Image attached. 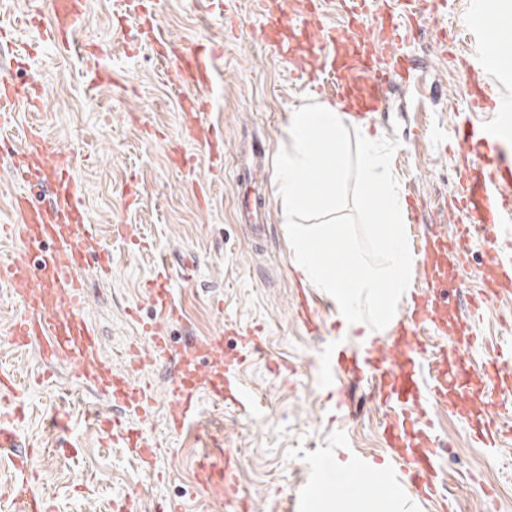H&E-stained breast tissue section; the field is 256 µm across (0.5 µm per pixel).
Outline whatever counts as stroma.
Segmentation results:
<instances>
[{
	"mask_svg": "<svg viewBox=\"0 0 512 512\" xmlns=\"http://www.w3.org/2000/svg\"><path fill=\"white\" fill-rule=\"evenodd\" d=\"M88 2L82 37L92 53L78 58L42 39L32 18L45 10L44 0H0V27L12 32L11 47L0 53V71L18 82L35 73L42 84L40 111L22 104L13 109L15 142H22L25 128L35 122L56 148L76 155L73 174L87 215L97 226L98 245L112 257L111 280L91 270L84 274L85 316L98 330L113 371L132 373L155 391L145 412L129 422L157 443L160 477L147 479L127 449L107 445L87 412L107 413L111 407L93 391L79 389L75 367L57 365L50 380L35 383L43 366L35 349L9 344L6 332L19 303L0 287V370L33 383L20 434L42 450L36 460L38 489L53 512H113V500L132 493L140 495L143 512L158 501L179 512H239L194 480L200 436L208 429L238 457L234 477L250 512H282L284 496L291 498L293 512H307V491L322 458L386 464L385 411L363 376L350 382L348 411H337L327 348L331 331L343 324L324 326L312 336L297 323L293 307L302 277L292 265L281 212L270 204L266 234L255 239L235 219L233 172L253 139L278 154L293 108L318 91L255 41V28L267 20L260 0H146L165 38L215 56L214 87L201 91L212 103L192 120L193 130H186L189 120L164 80L159 56L140 39V17L115 14L113 0ZM477 2L457 0L448 14H429L417 25L408 51L418 80L393 89L387 111L371 130L399 143L391 170L419 200L422 236L452 231L455 223L445 208L458 183L459 147L450 124L468 105L457 60L474 45L497 39L495 31L475 26ZM96 67L109 70L108 84L88 85L85 74ZM212 126L224 129L220 172L210 168L204 146ZM119 224L169 256L165 287L182 314L162 327L173 349H183L190 336L201 342L220 334L223 355L230 358L239 349L237 325L261 330L264 356L241 367L257 396L251 410L214 404L203 390L198 414L180 430L169 428L167 372L155 363L135 365L132 353L133 347H146L141 325L155 315L149 295L157 282L155 255L128 249L114 231ZM186 259L197 266L189 283L179 277ZM478 334L490 343L512 339V302L487 301ZM58 415L67 416L70 432L49 431L48 421ZM437 425L457 512H485L487 498L469 484L473 473L493 489L498 512H512V437L504 439V453L492 457L471 439L461 419L442 415Z\"/></svg>",
	"mask_w": 512,
	"mask_h": 512,
	"instance_id": "35a3bbf8",
	"label": "stroma"
}]
</instances>
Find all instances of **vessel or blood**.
<instances>
[{"instance_id":"b4317fda","label":"vessel or blood","mask_w":512,"mask_h":512,"mask_svg":"<svg viewBox=\"0 0 512 512\" xmlns=\"http://www.w3.org/2000/svg\"><path fill=\"white\" fill-rule=\"evenodd\" d=\"M273 9L269 23L261 25L258 36L276 46L290 72L308 82L322 76L335 80L337 101L349 110L353 121L371 123L375 112L388 103L389 90L401 82L412 81V64L403 52L405 28L424 6L433 11L450 8V0H403L401 6L386 7L384 0H341L349 15L340 28L319 24V9L312 0H291L281 7L280 0H267ZM46 40L63 52L83 55L86 44L79 34L89 18L87 0H50L47 15L41 16ZM302 29L304 43H288L291 29ZM464 74L472 82L468 109L454 115L453 135L462 149L458 195L455 209L464 215L458 224V247L448 244L447 234L438 232L421 239L417 249L424 281L410 293L405 316L392 330L387 344L375 342L362 350H336V370L354 371L372 382V393L386 410L384 441L389 461L405 475L413 489L428 499H446V481L436 450L438 439L435 417L457 416L467 423L478 445L497 450L506 429L498 409L502 398L512 396V341L483 344L476 334L473 315L485 298H512V227L505 225L512 215V132L480 121V114L493 110L496 98L492 87L480 78L469 58L461 60ZM163 75L175 88L185 85L210 86L213 73L207 59L193 48L177 46L165 56ZM24 104L37 107L39 83L29 79L19 83L0 76V125L7 122L10 108ZM205 143L212 167L224 166V131L211 128ZM52 147L38 125L29 126L22 147L0 132V157L13 174L32 185L51 188L52 199L33 203L17 198L14 209L17 224L0 226V236H14L21 246L8 257L0 258V282L9 283L21 304V312L8 330L11 344L37 348L45 365L61 359L67 349L80 358L78 381L81 386L121 399L132 415L141 413L153 397L150 387L131 377H115L100 359V343L93 325L84 317L85 298L79 273L93 268L100 278L112 276L108 252L97 246L95 225L89 224L81 191L68 170L69 160L58 156L48 162ZM266 149L258 145L238 166L235 186L238 199L236 218L262 234L267 216ZM484 240V257L478 271L480 289L470 303L472 316L458 323L447 337L443 350L428 355L421 337L425 331L443 330L446 319L448 267L458 264L460 247L474 235ZM157 323L144 324L148 354L152 360L175 363L161 332V321L178 317L179 309L171 298L158 301ZM297 319L307 329L318 330L321 312L308 291L298 294ZM242 346L224 366V393L241 405L249 398L240 379V367L247 358L259 355L260 344L254 328L243 329ZM487 346L490 358L479 370L466 368L470 351ZM491 382L489 391L472 388L474 374ZM173 406L172 425L182 428L196 415L195 386L182 376L168 385ZM23 380L9 371H0V448H18V428L25 418ZM94 420L112 443L129 447L146 472H154L151 440L141 430L119 417L95 414ZM33 451L20 453L13 461L16 475L0 491V512H52L48 500L35 488L36 466ZM231 457L221 443L210 442L197 467L202 489L219 486L230 500L240 495L231 482Z\"/></svg>"}]
</instances>
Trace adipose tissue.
<instances>
[{
	"label": "adipose tissue",
	"mask_w": 512,
	"mask_h": 512,
	"mask_svg": "<svg viewBox=\"0 0 512 512\" xmlns=\"http://www.w3.org/2000/svg\"><path fill=\"white\" fill-rule=\"evenodd\" d=\"M317 469L323 480L343 486L339 495L319 494L308 501L310 512H403L402 494L397 486L389 485L385 467L370 470L373 480L383 485L380 493H372L363 484L361 466L350 461L326 458Z\"/></svg>",
	"instance_id": "obj_1"
}]
</instances>
